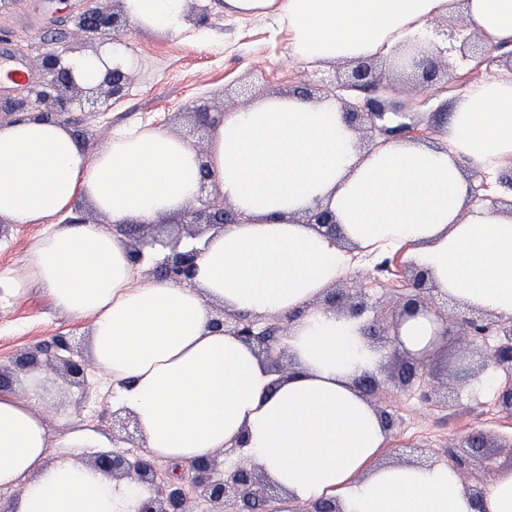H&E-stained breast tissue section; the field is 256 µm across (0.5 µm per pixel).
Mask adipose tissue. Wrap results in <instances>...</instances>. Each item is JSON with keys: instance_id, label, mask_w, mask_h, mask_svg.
Returning a JSON list of instances; mask_svg holds the SVG:
<instances>
[{"instance_id": "adipose-tissue-1", "label": "adipose tissue", "mask_w": 512, "mask_h": 512, "mask_svg": "<svg viewBox=\"0 0 512 512\" xmlns=\"http://www.w3.org/2000/svg\"><path fill=\"white\" fill-rule=\"evenodd\" d=\"M188 0H122L144 30H183ZM237 16L273 14L297 58L358 62L407 43L448 47L432 23L457 11L492 47L512 45V0H224ZM121 41L68 62L95 85L128 66ZM212 186L242 224L207 235L191 285L138 281L139 265L111 227L176 217L199 195L191 144L162 129L117 130L85 152L60 124L20 117L0 127V219L49 224L18 265L0 269V306L39 288L61 312L92 322L90 351L112 383L116 409L137 420L151 457L187 465L235 441L296 501L333 498L342 512H474L448 464L388 463L387 435L355 380L380 351L364 322L317 306L351 250L406 249L441 297L512 317V206L475 202V174L512 165V76L472 83L455 99L442 137L400 139L367 153L335 99L272 96L225 113L209 134ZM110 225L54 220L76 200ZM330 211L337 233L304 223ZM261 317L296 313L279 344L285 377L237 337L215 330V308ZM0 390V490L9 512H126L125 485L60 460L35 404Z\"/></svg>"}]
</instances>
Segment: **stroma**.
<instances>
[{
  "instance_id": "35a3bbf8",
  "label": "stroma",
  "mask_w": 512,
  "mask_h": 512,
  "mask_svg": "<svg viewBox=\"0 0 512 512\" xmlns=\"http://www.w3.org/2000/svg\"><path fill=\"white\" fill-rule=\"evenodd\" d=\"M86 0H5L0 5V32L10 37V49L22 56L35 77H42L41 57L48 34L63 29L60 49L66 57L94 55L101 41L81 35L75 29L74 16L82 11ZM207 16L204 23L191 30L158 35L125 24L120 36L133 62L132 79L126 95L109 101L106 107L91 110L74 102L73 116L86 132L84 148L96 152L105 143L99 136L102 127H163L182 136L191 135V117L196 104L206 103L212 114L219 115L231 100L256 101L270 95H285L297 89L305 72H319L329 78L334 72L346 71L337 65L305 61L293 57L291 39L286 29L269 17L240 19L225 14L221 0H203ZM476 72L457 64L442 92H412L405 81L392 85V99L402 102L420 120L429 124L431 135L442 131L441 114L450 100L464 93L477 80ZM57 335L72 336L87 343L90 324L57 312L39 292L0 307V364L9 365L21 352L47 343ZM461 355L457 343L441 346L427 363L426 379L432 389L431 401H423L416 389L401 390L392 375L401 354L384 348L377 371L386 382L373 396L375 406L388 409L395 418L389 432L384 458L397 461L402 450L423 449L429 457L443 460L448 446L458 445L472 429H481L495 440L512 439L508 424L497 407L496 389L460 381L455 375ZM55 391L37 403L46 414L51 433L63 437L80 434L85 445L51 448L50 460L66 459L86 466L96 447H112L127 453L126 443L112 441V386L109 382L90 379L88 387L70 384L56 377Z\"/></svg>"
}]
</instances>
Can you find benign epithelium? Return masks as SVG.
Instances as JSON below:
<instances>
[{"mask_svg":"<svg viewBox=\"0 0 512 512\" xmlns=\"http://www.w3.org/2000/svg\"><path fill=\"white\" fill-rule=\"evenodd\" d=\"M86 21L77 24L85 33L110 36L122 27L121 14L108 12L100 7L88 5L84 9ZM448 37L454 44L448 54L434 53L431 50L410 48L404 55L403 67L419 73L422 87L428 91L438 84L440 74H450L454 56L466 59L475 56L481 59L485 70L493 66L512 69V50L497 49L491 55L482 42L481 36L473 29L468 17L459 13L449 19L446 25ZM44 78L42 84L16 98L0 99V112L9 115H34L54 119L65 125L72 124L73 99L71 93L94 94L98 91L112 99L124 97L131 74L121 67L108 68L97 85L86 87L74 77L72 70L65 65L63 53L55 48L47 49L41 59ZM390 86L386 74L373 67L372 60L360 61L343 81L323 85L327 93L336 97L345 112L349 124L363 133L368 139V147H378L403 134L420 136L427 128L420 127L415 113L404 112L393 107L391 102L378 95V90ZM353 90L371 93L358 102H349L339 91ZM201 192L207 198L200 199L199 206L186 211L175 221L176 235L164 247V259L156 263L149 273L180 285H189L195 275L196 261L200 250L189 246L188 242L200 240L211 231H219L227 224H236L239 217L224 198L207 192L211 183V172L207 164L201 165ZM473 200L480 203L498 204L503 199L489 194L486 178L473 187ZM308 224H315L328 235L336 234V222L326 211L310 212L304 216ZM158 223L120 224L117 230L125 236L131 257L141 262L145 247L153 244L154 230ZM387 270L392 281L399 287L392 291L400 295V308L389 311L371 306L362 294L355 295L340 288H331L324 296V306L338 314L354 318H368L365 335L386 344H395L392 333L398 327L399 319L407 314L423 312L441 325L440 337L451 338L468 350H482L487 361L504 374L498 388L496 402L501 411L512 418V318L507 321L495 320L487 313L473 310L462 318L450 312L438 302L426 273L417 270L397 256L388 262ZM296 315L250 318L244 315L221 311L212 322L215 329L220 327L230 332L246 344L252 346L269 363L273 372L286 375L291 363L283 362L286 352L278 348L279 338L287 335ZM496 334L494 344H489L491 334ZM404 361L396 378L399 386L409 389L424 381L428 356L417 357L403 352ZM55 364L72 384L85 386L92 361L79 349L78 344L68 336H57L46 346L19 354L12 366L0 365V387L13 383V371L33 372L43 362ZM138 425L132 416L112 413V436L131 442L138 434ZM232 446L218 452L214 457L191 463L187 471L177 469L180 477L173 478L166 472L157 471L154 463L138 453L117 454L100 452L94 455L90 468L116 482H125L136 489L133 496L132 512H192L196 504L204 506V512H281L279 501L282 491L238 448ZM489 443L481 430H471L464 437L463 444L448 447V462L461 475L468 470L471 458L478 457L482 462L483 478L477 485L470 486L476 512H482L480 503L485 487L492 482L498 472L493 463V454L487 451ZM288 512H340L332 499H319L309 502H294Z\"/></svg>","mask_w":512,"mask_h":512,"instance_id":"1","label":"benign epithelium"}]
</instances>
